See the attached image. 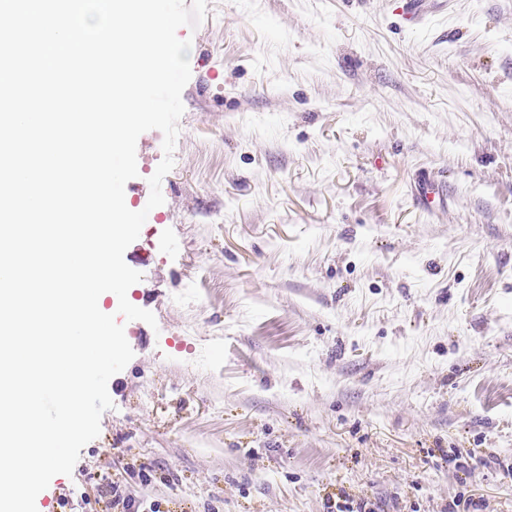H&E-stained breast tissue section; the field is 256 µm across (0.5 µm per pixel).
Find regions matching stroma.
<instances>
[{"mask_svg":"<svg viewBox=\"0 0 512 512\" xmlns=\"http://www.w3.org/2000/svg\"><path fill=\"white\" fill-rule=\"evenodd\" d=\"M209 0L133 359L37 512H512V0ZM438 185L432 208L416 200ZM202 277L211 297L190 295ZM397 10L408 24L420 23L434 7L437 0H398Z\"/></svg>","mask_w":512,"mask_h":512,"instance_id":"obj_1","label":"stroma"}]
</instances>
